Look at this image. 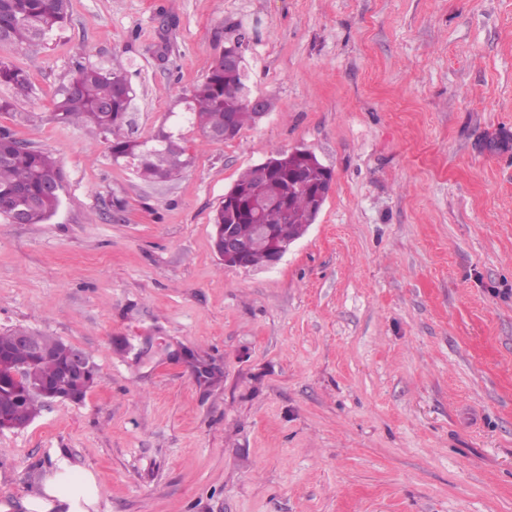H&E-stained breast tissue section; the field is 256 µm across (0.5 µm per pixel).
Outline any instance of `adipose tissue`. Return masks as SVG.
<instances>
[{"mask_svg": "<svg viewBox=\"0 0 512 512\" xmlns=\"http://www.w3.org/2000/svg\"><path fill=\"white\" fill-rule=\"evenodd\" d=\"M96 501L92 474L63 463L47 475L42 496L32 498L28 507L30 512H53L58 506L65 508L66 512H88L89 506Z\"/></svg>", "mask_w": 512, "mask_h": 512, "instance_id": "1", "label": "adipose tissue"}]
</instances>
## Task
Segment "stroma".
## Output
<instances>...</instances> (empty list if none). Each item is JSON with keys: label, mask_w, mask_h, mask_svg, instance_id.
Segmentation results:
<instances>
[{"label": "stroma", "mask_w": 512, "mask_h": 512, "mask_svg": "<svg viewBox=\"0 0 512 512\" xmlns=\"http://www.w3.org/2000/svg\"><path fill=\"white\" fill-rule=\"evenodd\" d=\"M242 27L268 115L145 183L49 120L76 63L122 60L146 140ZM54 155L44 224L0 218V332L91 355L79 404L0 433V505L67 461L93 512H512V0H71L42 46L0 44ZM330 168L274 268L224 266L212 217L277 151Z\"/></svg>", "instance_id": "stroma-1"}]
</instances>
